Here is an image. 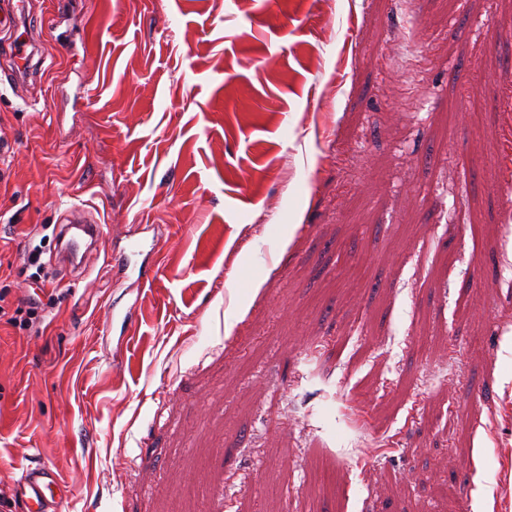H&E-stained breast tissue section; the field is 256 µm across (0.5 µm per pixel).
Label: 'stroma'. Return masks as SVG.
<instances>
[{
	"label": "stroma",
	"instance_id": "stroma-1",
	"mask_svg": "<svg viewBox=\"0 0 512 512\" xmlns=\"http://www.w3.org/2000/svg\"><path fill=\"white\" fill-rule=\"evenodd\" d=\"M505 77L512 0H28L0 288L45 319L0 326V485L38 461L62 512L218 484L224 512H512ZM76 230L69 239L65 242L63 250H70L78 255V260L74 262L75 265H86L88 262H94L98 258L97 247L92 244L94 241L97 242L102 237V226L101 224L87 225V224H70L67 225L64 231L63 240L72 231ZM90 237V243L85 245L82 250V236L79 233Z\"/></svg>",
	"mask_w": 512,
	"mask_h": 512
}]
</instances>
